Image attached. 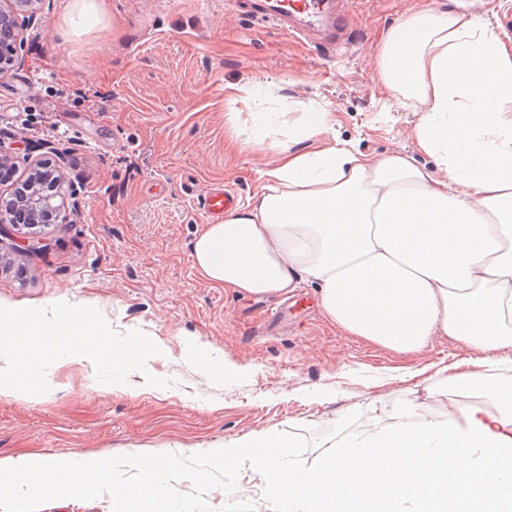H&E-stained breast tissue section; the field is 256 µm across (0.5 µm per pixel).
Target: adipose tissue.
Masks as SVG:
<instances>
[{"label": "adipose tissue", "mask_w": 512, "mask_h": 512, "mask_svg": "<svg viewBox=\"0 0 512 512\" xmlns=\"http://www.w3.org/2000/svg\"><path fill=\"white\" fill-rule=\"evenodd\" d=\"M378 78L391 105L420 106L416 155L332 138L313 100L278 139L271 112L252 113L247 139L276 162L245 206L197 229L195 266L242 296L315 285L337 328L399 353L436 336L512 349V47L486 19L421 8L387 32ZM475 378L428 386L447 419L409 405L333 443L315 469L284 467L302 442L275 432L213 457L264 479L268 512H512V389L461 403Z\"/></svg>", "instance_id": "obj_1"}]
</instances>
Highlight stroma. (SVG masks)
<instances>
[{
	"label": "stroma",
	"instance_id": "1",
	"mask_svg": "<svg viewBox=\"0 0 512 512\" xmlns=\"http://www.w3.org/2000/svg\"><path fill=\"white\" fill-rule=\"evenodd\" d=\"M245 0H104L94 27L76 34L66 0H42L22 24L18 64L0 73V155L18 175L42 158L62 172L55 223L40 229L47 252L0 241V301L19 308L65 302L97 308L119 332L158 345L127 383L102 384L87 362L58 360L40 399L0 396V459L51 462L115 455L190 456L248 433L305 440L284 462L309 467L330 443L377 424L383 410L429 398L468 350L445 336L401 355L333 327L315 286L288 297L237 296L196 271L191 243L207 223L213 188L246 204L274 154L230 145L249 124L240 87L271 84L290 101L316 100L338 139L372 156L415 153L414 110L391 111L377 82L387 31L415 8L470 12L499 26L512 0H347L335 48L250 19ZM103 97L88 108L81 92ZM55 153H48V146ZM222 348L242 374L190 365L193 352ZM174 379L146 385V375Z\"/></svg>",
	"mask_w": 512,
	"mask_h": 512
}]
</instances>
